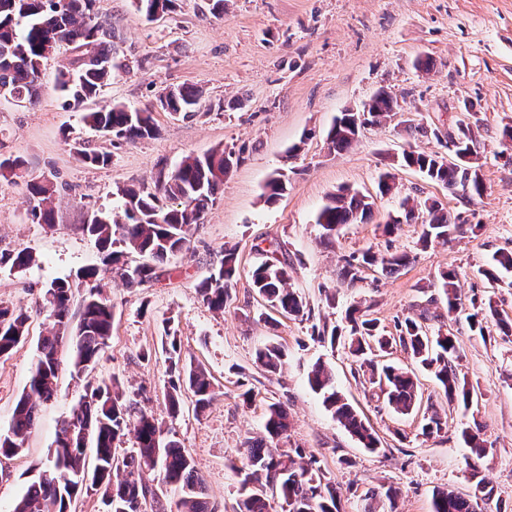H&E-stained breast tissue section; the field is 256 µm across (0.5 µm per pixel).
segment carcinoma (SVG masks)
<instances>
[{
    "instance_id": "cac0c4a2",
    "label": "carcinoma",
    "mask_w": 512,
    "mask_h": 512,
    "mask_svg": "<svg viewBox=\"0 0 512 512\" xmlns=\"http://www.w3.org/2000/svg\"><path fill=\"white\" fill-rule=\"evenodd\" d=\"M112 21L93 13V0H0V97L18 103L34 105L39 99V74L46 52L65 44L75 52L71 67L57 77L58 89L65 105L83 113V120L112 143H132L153 138L159 129L153 109L147 104L129 108L122 104L87 110L84 105L95 98L112 76ZM200 96L190 86H181L163 98L156 97L158 108L165 112L194 111ZM394 98L385 91L376 94L370 103L365 121L378 123L391 116ZM360 117L349 112L335 119L327 134L334 150L350 148L356 141L355 132L343 124L346 117ZM475 139L469 125L458 129L453 141L455 151L477 157ZM235 153L214 149L200 157H185L178 166L159 171L154 186L147 188L120 187L122 215L112 221L100 220L83 225V231L95 239L101 253L108 257L112 272L129 286H143L167 274L170 258L183 252L189 242L192 227L201 223L209 205L221 194L224 174L234 163ZM402 164L416 166L428 179L445 185L455 192L468 189L472 197L482 196L484 187L478 175L480 166L471 161L463 168L435 152L409 151L403 153ZM32 222L52 227L53 210L50 201L53 184L31 181L27 184ZM373 202L355 192L343 191L333 195L316 218L321 228L320 238L331 243L334 229L345 224L363 222L372 215ZM425 244L448 243L458 228L442 204L434 201L427 207L423 221ZM139 256L138 275L127 276L122 265L131 255ZM33 262L31 252L1 250L0 267L24 270ZM410 263L403 251L376 254L369 250L359 256L344 259L341 275L353 284L361 280L365 269L377 268L387 274L399 272ZM239 269L237 254L224 250L220 267L197 285L204 305L215 311L224 310L230 300V288ZM512 271V252L498 251L492 264L480 270L489 282H499L497 272ZM99 270H84L81 281L85 292L80 303V316L73 321V284L55 281L45 292L51 327L37 344V361L28 386L14 407L9 428L0 434V457L19 454L35 428L40 406L55 393L58 370V350L63 342L70 343L72 366L76 375L94 367L100 353L112 338V304L98 283ZM441 286L448 311L460 307L457 274L448 269L441 272ZM288 263L265 262L251 271L254 290L263 296L270 307L289 316L303 312V300L288 288ZM429 309L418 318L407 317L398 322L399 334L388 336L378 329L377 321L367 311L354 306L347 312V344L350 354L370 368V384L386 395L389 405L401 414L419 406L418 379L414 372L387 361H376L366 354L385 353L393 345L401 346L424 369L431 371L451 402L469 408L480 392L459 375L460 355L455 338L438 333L430 335L424 322ZM465 319L474 334L486 339L490 323L505 336L512 335V322L499 317L492 300L471 298ZM28 317L21 311L0 306V358L7 357L27 337ZM283 352L268 344L256 353V362L267 372L275 373L282 366ZM168 371L169 387L165 394L172 415L180 412L184 391L195 398L198 408H204L214 397L213 384L200 366H186L180 358L177 340L170 341ZM311 389L320 394L325 407L336 420L353 433L363 446L375 451L380 440L357 415L345 397L336 390L332 376L321 363L314 365L308 375ZM447 421L434 411L424 417L421 435L429 438L441 433ZM288 411L281 403H272L265 414L264 436L246 443L245 462L238 470L239 512H270L268 493L277 495L288 504V512H339L341 491L327 479L314 459L304 460L303 450L291 448L279 455L269 451L271 444L288 437ZM136 439V452L119 459L116 442L128 432ZM472 452L484 457L490 452L483 438V429L475 426L463 431ZM94 449V465L99 470V482H84L89 469L85 442ZM159 471L158 480L180 491L177 512H217L204 493L203 480L193 459L178 441L164 436L161 424L147 409H138L125 399L118 381H103L92 387L64 421L56 439L52 461L34 475L13 512H72V504L83 493L94 492L100 502L110 500L112 512H147L160 507L157 495L145 475ZM472 492L459 495L452 491L439 493L433 501V512H481L480 504L488 503L493 489L485 478L472 468Z\"/></svg>"
}]
</instances>
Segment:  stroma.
Returning <instances> with one entry per match:
<instances>
[{
  "label": "stroma",
  "mask_w": 512,
  "mask_h": 512,
  "mask_svg": "<svg viewBox=\"0 0 512 512\" xmlns=\"http://www.w3.org/2000/svg\"><path fill=\"white\" fill-rule=\"evenodd\" d=\"M98 16L116 28L115 66L92 107L120 103L143 107L163 89L201 90L191 116L158 111L159 135L111 144L87 126L81 113L64 109L56 77L73 57L57 47L42 66L37 105L21 107L0 97V159L20 158L22 169L0 176V250L32 251L37 261L22 272L0 269V305L25 312L28 335L0 359V434L28 384L39 336L51 320L44 306L47 286L76 281L80 271L102 264L94 239L80 226L88 217L120 210L118 186L151 184L161 167L217 147L241 158L224 179V191L193 226L188 250L175 256L172 273L142 287H127L111 273L101 285L112 303L109 345L94 369L77 376L71 351L59 352L57 391L41 408L20 454L0 461V512H13L27 483L55 447L61 425L88 386L118 378L127 400L150 410L165 433L192 457L206 495L218 512H236L238 470L247 438L262 436L269 404L288 410L290 429L279 449L303 448L342 491L341 512H382L369 491L395 486V512H433L441 491L469 493V472L478 468L493 489L487 512H512V339L482 340L464 317L450 313L439 288L442 271L455 270L462 301L492 298L501 318L512 321V287H492L480 276L492 255L512 250V0H224L212 14L208 0H178L174 12L147 18L135 0H95ZM398 101L387 120L365 127L347 151L327 143L339 113L359 107L379 89ZM471 123L484 183L469 198L402 169L397 188L377 192V176L403 151L435 152L436 136L457 120ZM422 126L427 136H416ZM108 152L105 165H88L72 152L74 141ZM295 156H288L289 148ZM285 175L288 190L265 203L267 181ZM56 188L53 226L28 217L30 180ZM371 196L373 215L344 225L333 243L321 241L315 217L341 190ZM423 205L441 201L463 231L448 244L422 247V224L402 225L388 236L383 226L403 199ZM236 247L239 273L224 310L204 305L196 286L210 275L224 247ZM410 254L394 275L365 270L348 284L343 257L364 250ZM287 261L291 288L306 305V318L274 314L263 319L264 302L249 272L265 261ZM436 297L430 331L452 333L458 369L481 395L470 410L448 402L434 376L416 370L421 405L408 414L390 408L342 345L312 334L313 326L341 324L347 307L369 308L388 334L398 321L417 317ZM177 341L184 363L202 364L218 391L204 409L185 395L178 416L165 402L168 348ZM285 353L282 370L264 372L256 353L267 344ZM334 373L349 399L381 440L369 452L309 387L316 363ZM448 420L438 436L423 438L424 413ZM479 422L493 452L478 459L460 431Z\"/></svg>",
  "instance_id": "obj_1"
}]
</instances>
